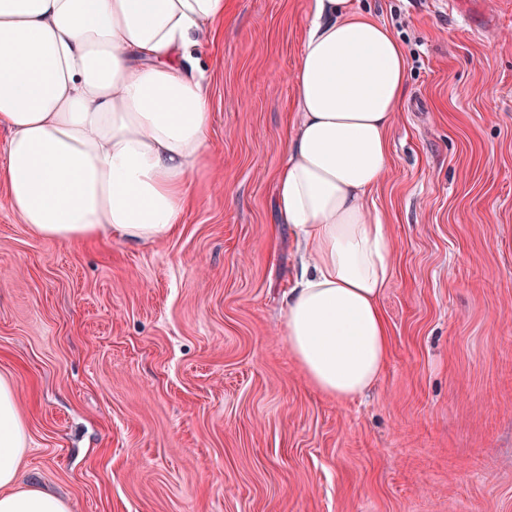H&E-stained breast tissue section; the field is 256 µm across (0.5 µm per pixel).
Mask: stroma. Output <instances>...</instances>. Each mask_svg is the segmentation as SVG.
Wrapping results in <instances>:
<instances>
[{"label":"stroma","mask_w":512,"mask_h":512,"mask_svg":"<svg viewBox=\"0 0 512 512\" xmlns=\"http://www.w3.org/2000/svg\"><path fill=\"white\" fill-rule=\"evenodd\" d=\"M402 43L405 99L373 198L391 348L338 401L303 376L274 209L309 0H229L200 66L214 123L196 205L153 244L30 233L0 191V375L19 488L73 512H512V0H356Z\"/></svg>","instance_id":"1"}]
</instances>
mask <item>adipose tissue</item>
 I'll list each match as a JSON object with an SVG mask.
<instances>
[{"instance_id": "obj_1", "label": "adipose tissue", "mask_w": 512, "mask_h": 512, "mask_svg": "<svg viewBox=\"0 0 512 512\" xmlns=\"http://www.w3.org/2000/svg\"><path fill=\"white\" fill-rule=\"evenodd\" d=\"M227 0H0V183L36 236L112 231L129 243L170 236L210 155L212 112L195 51ZM294 73L298 122L284 139L276 208L303 251L285 307L288 349L337 400L378 379L390 349L380 298L391 242L370 194L390 163L401 105V42L352 0H310ZM28 435L0 376V512H71L17 488Z\"/></svg>"}]
</instances>
